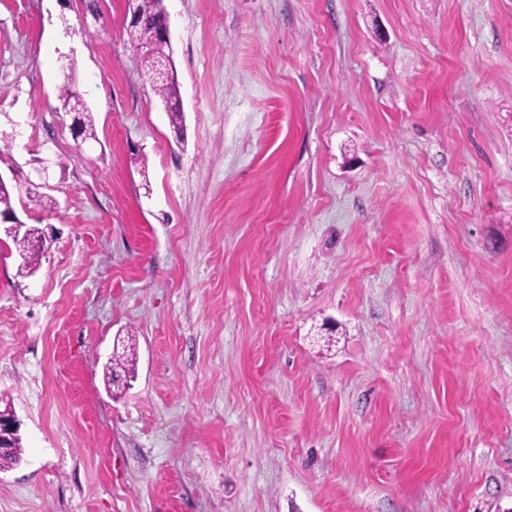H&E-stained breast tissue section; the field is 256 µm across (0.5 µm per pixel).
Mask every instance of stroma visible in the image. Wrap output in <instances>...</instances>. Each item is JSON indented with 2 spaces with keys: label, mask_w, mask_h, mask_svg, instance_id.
I'll list each match as a JSON object with an SVG mask.
<instances>
[{
  "label": "stroma",
  "mask_w": 512,
  "mask_h": 512,
  "mask_svg": "<svg viewBox=\"0 0 512 512\" xmlns=\"http://www.w3.org/2000/svg\"><path fill=\"white\" fill-rule=\"evenodd\" d=\"M164 5L179 138L127 0H0V512H512V0ZM59 99L64 112L74 113L84 140L93 137L91 112L72 80H67L59 88ZM15 190H17V187L11 183H0V213L10 214L14 216L17 221H19L14 206ZM17 221L10 219L6 220L0 215V226H2V223L3 225H8V229L14 233L18 232L22 227L25 226V224H20L21 222L19 221V223ZM7 236L12 239L16 252L21 259V263L19 265L29 269L30 273L33 275L37 271L40 259L44 253L35 245L37 237L39 236L38 229L31 228V230L24 236H17L9 233H7ZM121 349V350H120ZM110 365L106 367V382L110 388L112 386L120 388V384H128L135 376L137 355H136V339L132 333L130 336H124L121 338L118 336L116 341V347L112 354V361ZM125 381V383H124Z\"/></svg>",
  "instance_id": "35a3bbf8"
}]
</instances>
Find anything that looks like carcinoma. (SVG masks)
<instances>
[{
    "label": "carcinoma",
    "mask_w": 512,
    "mask_h": 512,
    "mask_svg": "<svg viewBox=\"0 0 512 512\" xmlns=\"http://www.w3.org/2000/svg\"><path fill=\"white\" fill-rule=\"evenodd\" d=\"M128 11L141 14V19L127 25V35L134 47L150 43L153 52L137 53V65L148 77L154 91L165 104L170 123L177 134L183 132L182 112L179 105V89L173 68H168V76L160 79L157 76L156 63L169 58L166 49L169 44L156 40V33L165 24L163 0H130ZM59 99L64 112L75 114L80 128V136L87 139L93 137L91 112L73 81L63 83L59 88ZM17 187L11 183H0V213L17 216L14 198ZM39 231L31 229L24 236L9 235L21 259V265L35 273L39 267L43 251L35 245ZM137 364L136 339L133 335L119 337L112 354V361L106 367V382L120 387L124 382L134 378ZM23 454L21 436L13 438L10 445L0 450V471L7 470L20 463Z\"/></svg>",
    "instance_id": "carcinoma-1"
}]
</instances>
